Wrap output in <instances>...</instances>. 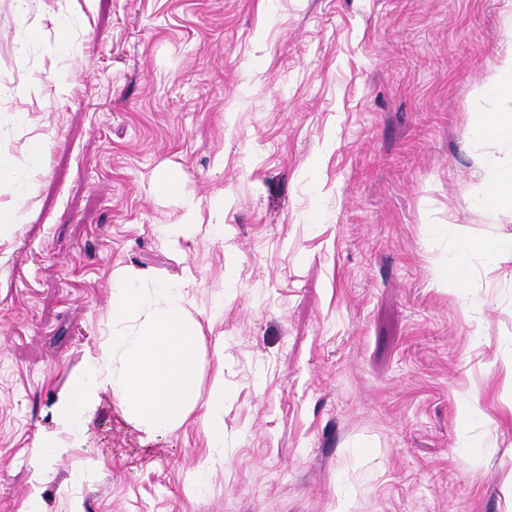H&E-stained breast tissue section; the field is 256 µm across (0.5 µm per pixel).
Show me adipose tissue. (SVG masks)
<instances>
[{
    "instance_id": "1",
    "label": "adipose tissue",
    "mask_w": 512,
    "mask_h": 512,
    "mask_svg": "<svg viewBox=\"0 0 512 512\" xmlns=\"http://www.w3.org/2000/svg\"><path fill=\"white\" fill-rule=\"evenodd\" d=\"M478 100L500 103L497 112L476 113L467 127L471 141L495 142L512 152V25L505 31V48L494 69L473 90ZM46 153L44 139H32L25 160L0 146V186L11 198L0 202V236L25 223L31 179ZM481 176L468 187L474 208L512 211V164L489 154L480 161ZM448 265L439 285L454 294L461 307L476 312L484 304L474 290L472 257H481L488 271L512 264V237L476 238L455 224L448 241ZM138 275L118 278L109 301L110 332L82 373L72 381L60 407L66 438L47 437L36 461L58 460L83 445L89 422L104 397L121 419L138 431L142 442L153 443L172 434L196 406L195 385L200 370V327L186 314L189 284L184 280L139 284Z\"/></svg>"
}]
</instances>
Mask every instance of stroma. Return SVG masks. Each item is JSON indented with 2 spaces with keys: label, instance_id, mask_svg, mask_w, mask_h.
<instances>
[{
  "label": "stroma",
  "instance_id": "obj_1",
  "mask_svg": "<svg viewBox=\"0 0 512 512\" xmlns=\"http://www.w3.org/2000/svg\"><path fill=\"white\" fill-rule=\"evenodd\" d=\"M512 0H0V128L47 152L0 237V512H507L512 271L463 310L435 287L437 227L473 209L475 83ZM75 19L81 58L53 54ZM38 28L19 50L18 34ZM176 172L180 190L153 189ZM195 208L178 244L164 224ZM189 281L199 406L142 444L103 399L34 476L58 405L109 333L112 277ZM224 374V446L200 406ZM478 398L488 421L469 417ZM214 457L206 486L198 464Z\"/></svg>",
  "mask_w": 512,
  "mask_h": 512
}]
</instances>
